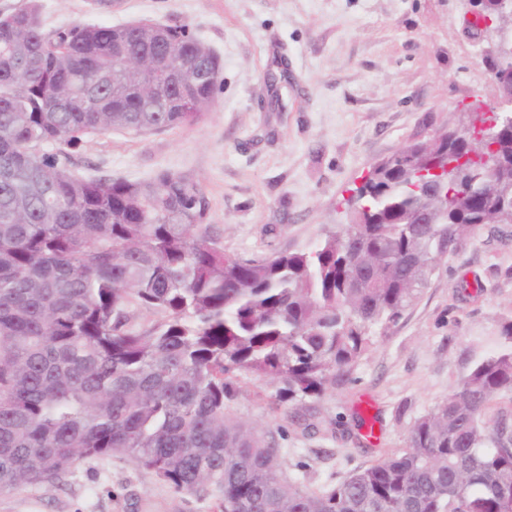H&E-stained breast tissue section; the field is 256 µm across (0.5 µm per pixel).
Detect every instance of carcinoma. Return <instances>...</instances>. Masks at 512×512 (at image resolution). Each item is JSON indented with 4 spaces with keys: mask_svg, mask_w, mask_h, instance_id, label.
I'll use <instances>...</instances> for the list:
<instances>
[{
    "mask_svg": "<svg viewBox=\"0 0 512 512\" xmlns=\"http://www.w3.org/2000/svg\"><path fill=\"white\" fill-rule=\"evenodd\" d=\"M146 57L156 75L130 86ZM223 83L185 24L47 31L38 0L0 16V494L126 457L177 494L212 490L211 512H512V424L486 419L512 395V318L408 448L318 491L228 415L243 373L280 402L349 380L370 329L396 323L441 258L512 224V120L376 164L307 252L226 253L185 176L69 171L85 133L198 124ZM442 151L456 166L440 193L419 171Z\"/></svg>",
    "mask_w": 512,
    "mask_h": 512,
    "instance_id": "obj_1",
    "label": "carcinoma"
}]
</instances>
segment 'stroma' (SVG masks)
Listing matches in <instances>:
<instances>
[{
    "label": "stroma",
    "mask_w": 512,
    "mask_h": 512,
    "mask_svg": "<svg viewBox=\"0 0 512 512\" xmlns=\"http://www.w3.org/2000/svg\"><path fill=\"white\" fill-rule=\"evenodd\" d=\"M46 28L72 21L186 24L223 64L204 122L158 133L93 131L71 150L83 177L198 181L225 252L303 251L343 222L345 201L379 162L462 126L466 105L501 93L468 0H40ZM467 290H459V281ZM512 317V235L481 230L439 261L399 322L374 331L351 379L312 399L321 431L273 409L276 385L241 376L231 416L274 435L287 477L312 489L407 447L414 422L502 347ZM371 405L375 438L355 436ZM119 458L89 459L53 484L0 495V512H210Z\"/></svg>",
    "instance_id": "35a3bbf8"
}]
</instances>
